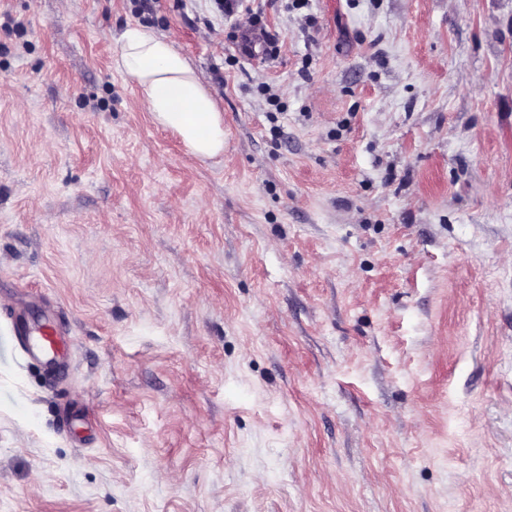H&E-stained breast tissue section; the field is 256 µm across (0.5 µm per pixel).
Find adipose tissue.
Masks as SVG:
<instances>
[{
	"label": "adipose tissue",
	"instance_id": "ef3b65f1",
	"mask_svg": "<svg viewBox=\"0 0 512 512\" xmlns=\"http://www.w3.org/2000/svg\"><path fill=\"white\" fill-rule=\"evenodd\" d=\"M112 63L133 81L141 109L179 134L193 154L211 158L223 152L218 103L171 40L150 27L127 25Z\"/></svg>",
	"mask_w": 512,
	"mask_h": 512
}]
</instances>
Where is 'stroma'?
<instances>
[{
	"label": "stroma",
	"instance_id": "obj_1",
	"mask_svg": "<svg viewBox=\"0 0 512 512\" xmlns=\"http://www.w3.org/2000/svg\"><path fill=\"white\" fill-rule=\"evenodd\" d=\"M251 6L263 57L212 0H0V512H512V0ZM112 65L133 81L141 109L179 134L193 154L211 158L224 151L218 103L171 40L148 26L127 25ZM38 335L33 337V345L38 353L49 363L54 361L55 353L61 347V336L54 325H42L36 330Z\"/></svg>",
	"mask_w": 512,
	"mask_h": 512
}]
</instances>
